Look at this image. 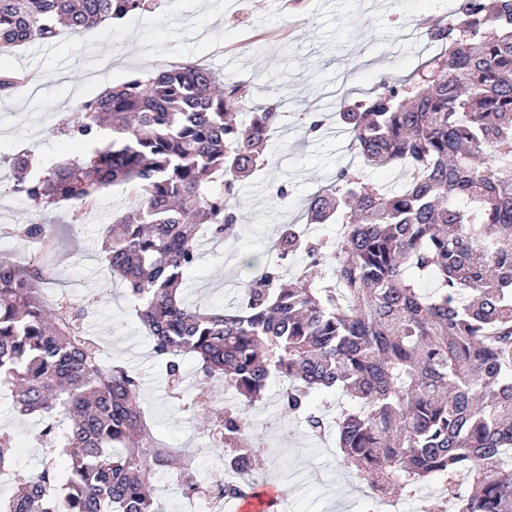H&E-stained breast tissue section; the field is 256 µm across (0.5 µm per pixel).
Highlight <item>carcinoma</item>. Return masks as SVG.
<instances>
[{"instance_id": "carcinoma-1", "label": "carcinoma", "mask_w": 512, "mask_h": 512, "mask_svg": "<svg viewBox=\"0 0 512 512\" xmlns=\"http://www.w3.org/2000/svg\"><path fill=\"white\" fill-rule=\"evenodd\" d=\"M145 2L0 0V48L51 41L61 25L85 35ZM458 15L431 29L448 50L406 79L340 99L361 163L417 177L391 191L339 168L305 215L342 233L311 240L282 225L272 252L246 260L256 273L227 310L187 304L185 276L201 233L234 234L231 199L268 163L277 108L240 125L234 114L254 107L248 89L185 63L83 103L70 134L91 146L112 131L89 161L42 168L28 152L13 158L11 188L33 210L89 208L103 188L131 190L135 204L104 227L112 280L169 377L183 376L190 355L236 395L217 421L221 439L206 437L214 448L241 438L246 469L261 454L250 410L277 379L281 409L312 435L329 427L312 395L354 401L336 417V446L372 494L389 499L438 476L456 512H512V0H462ZM489 150L491 168L481 162ZM17 232L48 238L53 226ZM298 254L310 267L290 277ZM327 258L333 285L312 273ZM46 281L35 261H0V385L17 382L19 414L41 417L38 438L70 464L20 471L12 435L0 432V469L17 472L18 486L0 512H163L147 483L155 471L188 472L184 494L196 495L192 450L155 439L138 377L100 363L76 329L80 312L52 302ZM255 485L231 475L224 493Z\"/></svg>"}]
</instances>
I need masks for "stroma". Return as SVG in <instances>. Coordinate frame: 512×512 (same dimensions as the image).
I'll use <instances>...</instances> for the list:
<instances>
[{"instance_id":"stroma-1","label":"stroma","mask_w":512,"mask_h":512,"mask_svg":"<svg viewBox=\"0 0 512 512\" xmlns=\"http://www.w3.org/2000/svg\"><path fill=\"white\" fill-rule=\"evenodd\" d=\"M147 0L137 15L104 23L85 36L61 32L50 42L34 40L0 52V72L27 77L26 86L0 93V228L23 221L53 224L41 248L15 239L13 262L38 261L52 298L88 308L82 322L98 337L107 360L140 374L144 408L153 433L174 448L197 455L196 478L220 474L223 452L202 435L204 422L224 409V391L202 380L185 359V380L171 385L152 354L141 325L112 285L98 259L99 233L132 198L123 186L102 192L92 209L62 207L37 213L9 189L12 158L32 152L47 166L89 158L61 128L86 101L105 89L192 61L250 88L256 106L284 100L280 124L270 136L272 163L239 187L235 238L216 245L203 240L187 279L200 309L232 302L252 271L244 257L268 251L282 225L298 221L309 195L328 184L339 167L358 164L351 135L339 117V93L373 89L381 77L400 80L427 57L445 50L429 37L430 24L447 18L459 0ZM323 113L319 137H305L306 111ZM292 193L279 199L276 189ZM206 390L211 402L190 413L188 395ZM252 435L267 446L262 474L288 495L292 512H368L367 482L345 467L338 449L311 436L302 419L282 414L276 393L251 413ZM0 429L14 435L19 469L39 468L46 447L33 445L38 426L20 418L11 393L0 396ZM440 478L402 491L389 512H442Z\"/></svg>"}]
</instances>
